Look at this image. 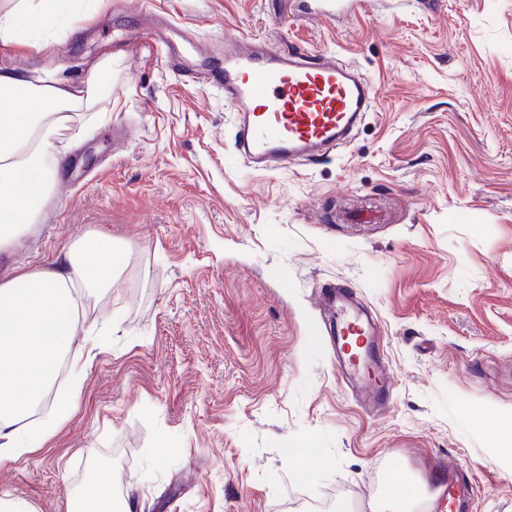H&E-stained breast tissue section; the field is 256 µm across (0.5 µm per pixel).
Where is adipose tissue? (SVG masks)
<instances>
[{"mask_svg":"<svg viewBox=\"0 0 512 512\" xmlns=\"http://www.w3.org/2000/svg\"><path fill=\"white\" fill-rule=\"evenodd\" d=\"M55 17V0H17L0 13V38L24 43L34 16ZM94 85L62 81L34 84L25 72L0 71V251L15 248L25 225L45 206L64 146L60 127L70 113L95 105ZM128 249L109 236L89 233L57 263L22 269L0 281V464L29 451L30 416L51 405L39 427L49 434L70 414L76 390L53 384L82 331L79 291L110 292L127 267ZM133 492L115 495L112 482L94 471L69 500V512H132Z\"/></svg>","mask_w":512,"mask_h":512,"instance_id":"1","label":"adipose tissue"}]
</instances>
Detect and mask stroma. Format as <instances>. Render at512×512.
<instances>
[{"label":"stroma","mask_w":512,"mask_h":512,"mask_svg":"<svg viewBox=\"0 0 512 512\" xmlns=\"http://www.w3.org/2000/svg\"><path fill=\"white\" fill-rule=\"evenodd\" d=\"M0 40V71L107 86L104 121L69 139L49 203L0 272L55 263L96 232L128 245L81 317L72 411L0 464V497L68 512L89 470L135 490L136 512H354L390 471L430 481L458 463L466 512H512V459L470 420L512 418V0H395L377 20L297 17L293 0H57ZM177 25L186 67L217 65L228 36L352 59L377 89L355 140L268 173L233 145L213 84L132 55L145 12ZM378 317L396 390L361 408L336 373L326 285Z\"/></svg>","instance_id":"35a3bbf8"}]
</instances>
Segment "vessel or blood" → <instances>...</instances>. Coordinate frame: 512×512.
<instances>
[{"label": "vessel or blood", "instance_id": "obj_1", "mask_svg": "<svg viewBox=\"0 0 512 512\" xmlns=\"http://www.w3.org/2000/svg\"><path fill=\"white\" fill-rule=\"evenodd\" d=\"M301 7L305 16L317 20L379 15L377 0H301ZM138 45L189 81L204 77L184 67V47L167 29L145 30ZM204 78L223 87L225 101L235 110V150L257 172L277 163L325 158L347 146L372 112L376 97L372 81L352 62L333 54L310 57L254 37H225L223 66ZM321 301L335 319L334 335L354 336L364 345L358 363L344 347H337L338 372L373 404L390 403L391 373L382 360L372 319L355 307L347 288L330 286ZM433 484L443 489L450 512H458L472 493L454 462L435 471Z\"/></svg>", "mask_w": 512, "mask_h": 512}]
</instances>
